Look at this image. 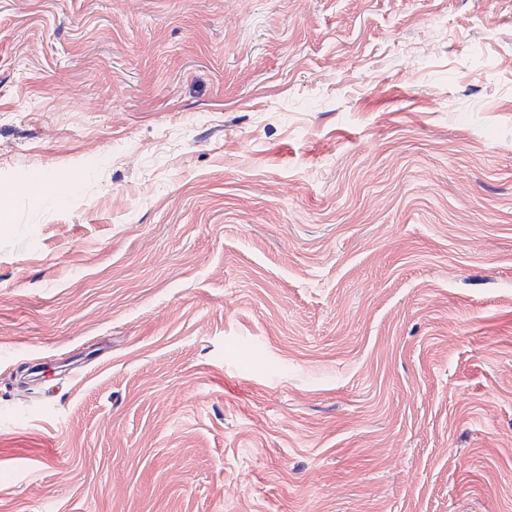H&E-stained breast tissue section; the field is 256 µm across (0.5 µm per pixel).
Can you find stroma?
<instances>
[{
  "instance_id": "35a3bbf8",
  "label": "stroma",
  "mask_w": 512,
  "mask_h": 512,
  "mask_svg": "<svg viewBox=\"0 0 512 512\" xmlns=\"http://www.w3.org/2000/svg\"><path fill=\"white\" fill-rule=\"evenodd\" d=\"M0 512H512V0H0Z\"/></svg>"
}]
</instances>
